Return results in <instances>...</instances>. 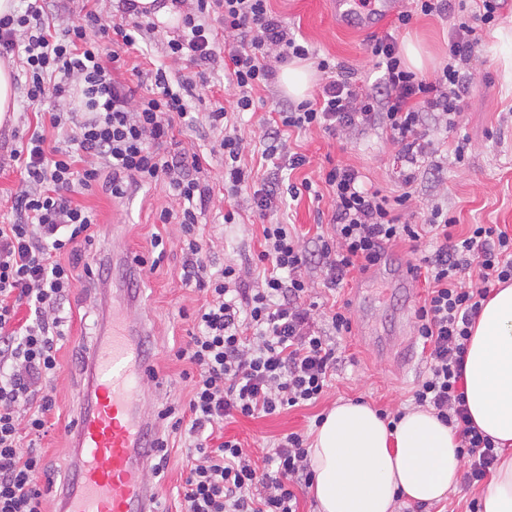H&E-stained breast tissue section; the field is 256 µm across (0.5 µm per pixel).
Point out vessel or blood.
I'll return each mask as SVG.
<instances>
[{"instance_id":"obj_1","label":"vessel or blood","mask_w":512,"mask_h":512,"mask_svg":"<svg viewBox=\"0 0 512 512\" xmlns=\"http://www.w3.org/2000/svg\"><path fill=\"white\" fill-rule=\"evenodd\" d=\"M89 371L73 427L75 473L56 499V512H156L151 427L139 399L155 375L141 322L113 318L90 354Z\"/></svg>"}]
</instances>
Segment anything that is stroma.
Here are the masks:
<instances>
[{
  "label": "stroma",
  "mask_w": 512,
  "mask_h": 512,
  "mask_svg": "<svg viewBox=\"0 0 512 512\" xmlns=\"http://www.w3.org/2000/svg\"><path fill=\"white\" fill-rule=\"evenodd\" d=\"M269 5L297 40L308 43L319 57L344 64L354 79L365 86L378 81L380 71L369 57L367 47L372 39L385 35V28L361 30L339 25L328 0H269ZM452 27V20L446 17L417 14L406 28L396 31L395 37L398 45L414 42L422 46L427 54L423 73L432 77L448 61ZM174 33L173 26L157 24L150 37L126 53L127 66L139 67L143 84H150L155 66L165 62V45ZM476 35L480 44L469 66L459 128L450 131L445 123L435 121L427 125V138L436 150L422 158L411 205L402 210L401 217L417 221L421 213L438 204L457 218L458 232H466L472 224H498L512 232V85L504 81L506 67L512 66V5L502 10L495 25H477ZM211 81L212 89H199L197 97L191 99V109L207 112L215 100L229 108L228 119L247 144L242 163L255 172L254 189H262L266 170L262 156L264 125L287 94L281 84H272L270 89L256 93L252 111L238 114L231 110L235 88L230 73L217 68ZM36 121L24 95H17L12 121L0 126L2 207L9 206L10 196L21 179L19 164L12 160L10 151L19 145L18 134ZM461 136L467 138L468 149L464 160L458 161L453 149ZM221 138L220 131L210 129L204 121L196 131L182 138L183 147L202 152L210 163L213 194L202 210L199 224L210 241L214 265L238 264L248 270L247 281L253 285L257 277L250 268L263 242L262 220L253 210L251 195L245 193L237 199L234 223H225L228 206L224 202ZM288 143L291 151L306 155L308 162L293 170H283L284 182L298 184L308 180L313 190L295 200L284 198L277 219L289 225L302 244H309L318 225L330 220L331 199L323 194L325 185L320 176L327 162L353 167L366 185L385 194L394 196L403 190L394 164L398 146L380 127L336 136L316 128L295 130ZM74 201L98 214L99 235L85 246L84 259L89 263L109 260L112 282L100 288H77L71 295L73 314L60 351L65 369L52 391L60 419L54 431L40 443L44 463L40 484L46 512H55L54 494L73 473L71 424L78 414L86 382L78 363L100 335L103 324L123 309L122 302L114 299L113 291L132 285L126 276L127 255L142 253L152 233H161L166 242L163 263L157 270H142L135 284L138 302L133 315L144 320L151 330V354L157 371L156 381L143 389L142 404L149 416H156L163 404L184 403L189 398V386L179 378L184 365L175 359L173 351L186 336L179 309L193 310L201 299L195 288L182 281L184 255L179 246V224L163 226L156 221L161 209L180 208L178 200L163 187L137 190L123 199L112 198L109 191L98 187L75 195ZM409 259L407 245H394L380 264L365 274L354 275L343 288L333 292L324 288L321 271L309 268L310 298L317 303L313 316L318 327L329 330L328 315L336 303L347 306L352 323L350 334L337 343L338 363L331 385L314 405L273 416L226 420L225 438L238 440L261 455L275 448L288 433L311 434L317 418L339 400H361L374 409L390 412L412 407L413 390L425 368L414 311L426 295V285L420 279L414 280L409 291L400 285L398 275Z\"/></svg>",
  "instance_id": "1"
}]
</instances>
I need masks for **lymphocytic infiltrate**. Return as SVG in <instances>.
<instances>
[{
  "mask_svg": "<svg viewBox=\"0 0 512 512\" xmlns=\"http://www.w3.org/2000/svg\"><path fill=\"white\" fill-rule=\"evenodd\" d=\"M183 13L166 54L187 62L192 73L171 81L154 73L155 92L142 95L121 70L125 61L113 39L136 44L142 26L105 22L89 7L74 23L61 16L66 0H27L24 11L0 16V57H21L29 106L44 110L21 138L13 156L23 173L11 198L12 219L0 224V512H43L38 485L43 470L37 449L22 450L21 435L47 436L58 417L55 399L44 390L62 369L58 353L70 318L65 305L80 276L98 282L93 269L78 273L79 247L94 242L98 215L77 205L74 194L107 181L115 198L163 186L180 201L179 213L161 209L158 219L177 221L186 256L183 280L204 294L192 313L188 341L176 360L187 362L185 406L159 413L178 434L186 475L178 490L181 512H299L297 489L309 487L313 472L301 434L289 433L273 453L255 460L239 441L214 442L226 418L277 415L310 406L322 397L336 366V347L316 327L304 300L309 266L321 268L326 288L377 265L390 246L403 243L414 255L408 271L423 277L427 295L415 311L425 370L413 394L461 439L463 482L481 485L499 453L475 427L466 407L463 365L473 325L492 287L512 281V234L491 224L454 233L455 217L434 205L420 224L401 222L415 181L414 168L431 147L423 135L429 120L456 127L465 90L464 68L479 45L475 29L459 23L448 42V61L437 77L409 70L392 36L373 40L369 53L382 70L379 84L358 86L344 64L319 60L325 81L309 99L280 105L264 133L271 168L254 207L267 218L283 197L298 198L311 182L283 185V168L304 166L305 155L289 152L290 129H321L336 135L381 126L398 147L404 191L396 196L364 187L358 170L333 165L322 180L332 200L330 232L306 248L287 225H264L257 266L269 268L260 287L245 285L236 264L214 267L200 231L198 212L211 196L203 154L178 148L181 135L195 131L188 97L206 82L221 53L218 35L231 37L229 55L236 88L234 108L252 110L254 93L270 88L277 65L309 57L269 0H196ZM229 110L216 105L210 127L222 129L224 197L247 188L251 172L241 165L244 138L229 125ZM64 140L51 145L46 128ZM29 316L18 319L20 307Z\"/></svg>",
  "mask_w": 512,
  "mask_h": 512,
  "instance_id": "obj_1",
  "label": "lymphocytic infiltrate"
}]
</instances>
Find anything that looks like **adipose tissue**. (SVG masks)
<instances>
[{
	"mask_svg": "<svg viewBox=\"0 0 512 512\" xmlns=\"http://www.w3.org/2000/svg\"><path fill=\"white\" fill-rule=\"evenodd\" d=\"M464 383L474 425L501 451L481 512H512V284L497 288L482 306ZM459 445L429 409H407L392 428L367 404L338 402L309 449L318 512H395L401 501H440L457 486Z\"/></svg>",
	"mask_w": 512,
	"mask_h": 512,
	"instance_id": "adipose-tissue-1",
	"label": "adipose tissue"
}]
</instances>
